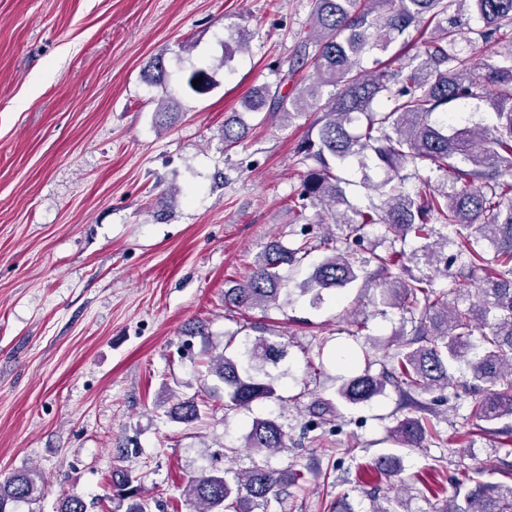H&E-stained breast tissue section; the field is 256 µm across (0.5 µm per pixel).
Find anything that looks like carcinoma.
Listing matches in <instances>:
<instances>
[{
	"mask_svg": "<svg viewBox=\"0 0 512 512\" xmlns=\"http://www.w3.org/2000/svg\"><path fill=\"white\" fill-rule=\"evenodd\" d=\"M470 5L483 23L479 32L486 43L498 44L512 33V0H314V52L300 42L296 58L275 86L265 85L242 101L246 112H279L291 122L310 109L321 117L312 125L315 134L305 138L298 153L311 162L304 175L301 199L345 225L347 238L360 239L369 227L382 230L390 249L373 255L383 274L381 302L409 316L411 330L397 333L384 348L391 377L415 415L405 416L390 430L401 448H419L434 425L414 395L455 381L454 367L464 362L477 382L479 398L473 415L487 424L512 419V48L476 72L463 54V10ZM432 25L437 37L425 43L422 62L416 57L394 64L377 55L386 53L400 37ZM246 51L245 39L224 42L222 64L229 66ZM373 57L372 67L363 66ZM303 67L312 70L311 83L297 93L282 92L288 80ZM164 58H155L145 73L146 82L162 91L157 115L169 120L174 99L167 88ZM338 92L322 99V88ZM492 96L497 102V125L488 131L478 124H455L452 112L468 108L472 100ZM248 127L234 111L224 119V144L240 143ZM371 161L384 172L372 185L378 202L365 210L346 204L335 174L336 163ZM424 166L448 174L459 191L433 186L420 179L416 191L406 188L408 169ZM344 206L338 210V206ZM438 222L441 230L431 226ZM472 229L475 237L458 244L462 269L472 276L495 266L494 275L482 279L478 301L460 306L448 292L435 287L431 276L409 273L405 261L424 260L434 273L448 276V234L462 236ZM426 240L406 253L408 236ZM492 248L487 256L483 243ZM401 248H396V245ZM327 254L315 264L303 283L302 293L322 301V291L344 288L359 278L368 260H358L350 247L338 246L335 236L319 241ZM314 246L310 240L288 247L274 239L255 257L246 279L224 292V302L235 308L254 309L279 305L288 288L279 276L283 265L304 260ZM485 328L480 337L477 327ZM284 354V344L266 336L246 340L243 351L213 356L207 374L224 384V411L248 410L275 394L278 377L271 373ZM375 361L365 358L362 372L343 381L337 390L349 404L367 403L386 394L389 380L372 372ZM167 416L189 424L201 417L195 399L174 404ZM288 433L277 419L255 418L244 436V447L265 456L287 449ZM376 468L397 476L401 459L396 454L378 458ZM301 479L300 471L278 470L264 461L235 472L216 465L191 477L184 495L192 512H256L280 498L282 489ZM113 497L125 512H148L137 476L129 469L112 475ZM44 478L37 469L17 473L0 482V512L9 502H30L44 493ZM89 503L79 493L67 495L60 512H88ZM446 512H512V483H479L460 504L448 500Z\"/></svg>",
	"mask_w": 512,
	"mask_h": 512,
	"instance_id": "carcinoma-1",
	"label": "carcinoma"
}]
</instances>
